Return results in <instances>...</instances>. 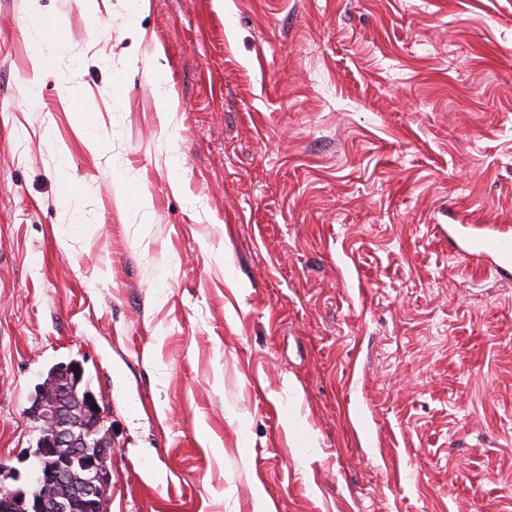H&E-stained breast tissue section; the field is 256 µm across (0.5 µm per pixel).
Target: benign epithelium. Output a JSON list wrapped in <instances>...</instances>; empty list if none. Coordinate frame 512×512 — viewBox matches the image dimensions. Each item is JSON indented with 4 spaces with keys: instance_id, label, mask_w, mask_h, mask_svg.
Masks as SVG:
<instances>
[{
    "instance_id": "obj_1",
    "label": "benign epithelium",
    "mask_w": 512,
    "mask_h": 512,
    "mask_svg": "<svg viewBox=\"0 0 512 512\" xmlns=\"http://www.w3.org/2000/svg\"><path fill=\"white\" fill-rule=\"evenodd\" d=\"M28 415L39 430L36 448L25 457L30 486L1 488L0 509L108 512L112 439L103 430V407L86 390L82 364L72 360L47 377Z\"/></svg>"
}]
</instances>
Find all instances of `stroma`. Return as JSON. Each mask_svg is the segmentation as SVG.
Masks as SVG:
<instances>
[{
  "label": "stroma",
  "mask_w": 512,
  "mask_h": 512,
  "mask_svg": "<svg viewBox=\"0 0 512 512\" xmlns=\"http://www.w3.org/2000/svg\"><path fill=\"white\" fill-rule=\"evenodd\" d=\"M452 224L512 226V0H0V460L76 360L110 512H512V275ZM52 29L45 27V23L35 25V35L32 38L33 52L30 56L31 70L24 80V89L28 97L38 93L43 80V64L48 51L57 50L63 44V39L52 35Z\"/></svg>",
  "instance_id": "stroma-1"
}]
</instances>
